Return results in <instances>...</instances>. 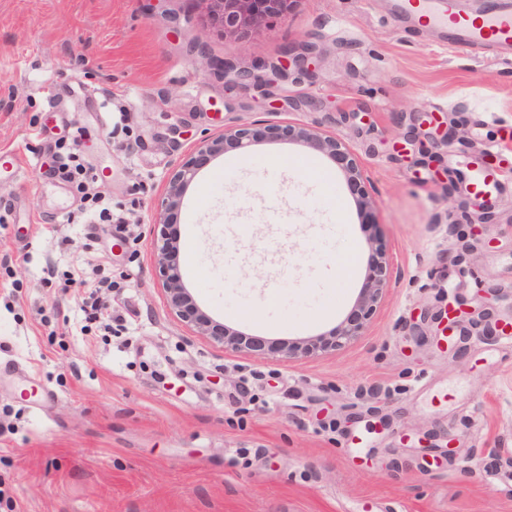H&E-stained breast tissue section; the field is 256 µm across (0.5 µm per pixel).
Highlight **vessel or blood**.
Here are the masks:
<instances>
[{"mask_svg": "<svg viewBox=\"0 0 512 512\" xmlns=\"http://www.w3.org/2000/svg\"><path fill=\"white\" fill-rule=\"evenodd\" d=\"M399 9L428 25L457 33L463 44L494 50L512 47V12L492 9L478 16L461 14L456 0H399Z\"/></svg>", "mask_w": 512, "mask_h": 512, "instance_id": "obj_1", "label": "vessel or blood"}]
</instances>
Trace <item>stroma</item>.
Segmentation results:
<instances>
[{"mask_svg":"<svg viewBox=\"0 0 512 512\" xmlns=\"http://www.w3.org/2000/svg\"><path fill=\"white\" fill-rule=\"evenodd\" d=\"M397 3L294 0L242 37L206 29L200 0H0V151L23 166L0 178V512H512V53ZM306 41L311 76L254 85ZM286 122L362 163L390 286L341 348L227 352L169 308L153 207L200 138ZM74 137L123 227L89 223L50 174ZM487 164L506 177L472 226L467 175ZM177 222L197 303L271 344L336 326L364 281L346 179L298 144L216 157ZM91 264L118 334L83 329Z\"/></svg>","mask_w":512,"mask_h":512,"instance_id":"35a3bbf8","label":"stroma"}]
</instances>
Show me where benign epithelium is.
<instances>
[{
	"instance_id": "obj_1",
	"label": "benign epithelium",
	"mask_w": 512,
	"mask_h": 512,
	"mask_svg": "<svg viewBox=\"0 0 512 512\" xmlns=\"http://www.w3.org/2000/svg\"><path fill=\"white\" fill-rule=\"evenodd\" d=\"M211 25L226 33L247 34L261 29L271 20L288 14L295 0H205ZM311 44L287 45L281 58L283 65L294 63V71L307 74ZM288 140L304 145L333 161L344 173L350 193L355 196L363 223L378 227L374 203L367 189V176L357 156L336 136L320 133L298 125L242 126L226 128L217 136H204L193 150L182 158L166 175L164 194L154 207V226L158 279L167 303L174 314L196 333L208 337L226 351L239 353L265 352L292 356L314 349H336L350 342L364 330L377 310L384 291L389 286V257L377 249L372 254L368 272L350 314L331 330L314 338L288 340L274 347L258 337L246 336L237 329L214 320L196 302L186 288L180 270L179 243L176 220L184 194L198 172L213 158L229 149L245 150L260 138Z\"/></svg>"
}]
</instances>
